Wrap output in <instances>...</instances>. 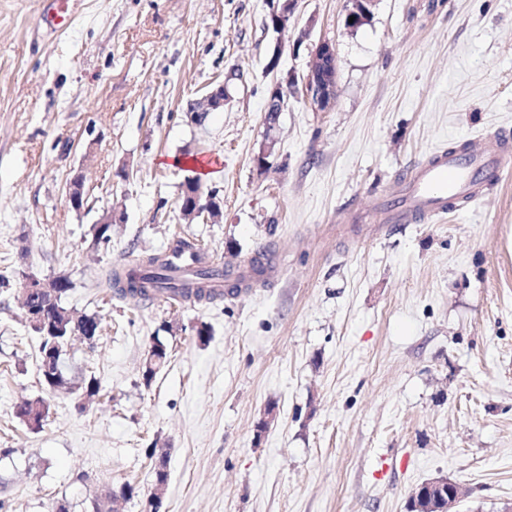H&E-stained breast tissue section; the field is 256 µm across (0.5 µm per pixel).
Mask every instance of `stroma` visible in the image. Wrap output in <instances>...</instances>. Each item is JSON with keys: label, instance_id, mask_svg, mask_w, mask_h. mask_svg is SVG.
<instances>
[{"label": "stroma", "instance_id": "35a3bbf8", "mask_svg": "<svg viewBox=\"0 0 512 512\" xmlns=\"http://www.w3.org/2000/svg\"><path fill=\"white\" fill-rule=\"evenodd\" d=\"M0 0V500L8 512H408L443 477L462 512H512V164L481 201L436 223L349 224L374 212L435 149L512 132V0ZM332 42L336 99L301 88ZM223 109L188 103L217 83ZM288 94L275 127L270 89ZM266 165L255 158L267 140ZM183 165L174 167L172 157ZM219 221L186 223L197 162ZM83 174L88 209L67 185ZM118 219L93 246L103 210ZM184 239L221 264L266 269L246 296L190 306L113 297L104 272ZM67 276L63 304L95 314V342L63 358L50 392L17 301L22 266ZM210 337L200 341L197 330ZM170 360L151 383L153 339ZM49 407L40 430L15 416ZM277 419L256 436L268 404Z\"/></svg>", "mask_w": 512, "mask_h": 512}]
</instances>
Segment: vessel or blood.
I'll return each instance as SVG.
<instances>
[{
    "instance_id": "obj_1",
    "label": "vessel or blood",
    "mask_w": 512,
    "mask_h": 512,
    "mask_svg": "<svg viewBox=\"0 0 512 512\" xmlns=\"http://www.w3.org/2000/svg\"><path fill=\"white\" fill-rule=\"evenodd\" d=\"M512 161V138L489 131L456 147L434 151L409 171L393 201L383 203L375 222L427 223L459 210L484 196L487 185L499 179ZM170 270L185 271L208 265L202 250L170 249L164 255Z\"/></svg>"
}]
</instances>
